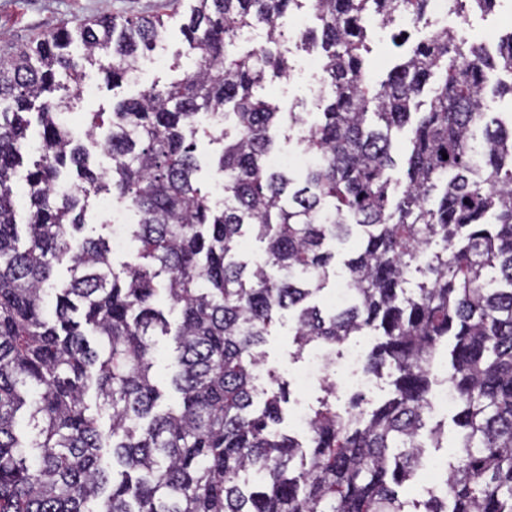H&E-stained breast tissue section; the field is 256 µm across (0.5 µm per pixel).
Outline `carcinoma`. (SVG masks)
<instances>
[{
  "label": "carcinoma",
  "mask_w": 512,
  "mask_h": 512,
  "mask_svg": "<svg viewBox=\"0 0 512 512\" xmlns=\"http://www.w3.org/2000/svg\"><path fill=\"white\" fill-rule=\"evenodd\" d=\"M194 2L181 26L194 70L86 113L91 135L106 129L107 170L90 167L67 127L82 77L71 44L79 36L85 60L116 88L164 42L163 18L99 15L0 60V512H512V123L487 120L484 107L489 72L512 77V33L492 56L436 29L375 82L363 56L371 23L419 26L430 0H309L320 27L297 39L322 54L333 97L305 140L312 162L299 180L269 158L272 130L300 116L256 92L267 72L289 70L277 46L303 0ZM449 2L466 18L496 0ZM257 27L267 45L236 50L238 32ZM202 112L221 145L222 208L201 192L187 138ZM409 123L405 190L392 200V131ZM102 196L137 215L124 232L139 246L119 270L111 240L81 236ZM247 229L266 243L261 262L238 259ZM355 234L343 299L311 303L330 282L326 241ZM415 271L425 280L412 288ZM161 292L179 312L174 328ZM284 311L294 312L299 347L325 346L329 367L350 338L374 337L366 368L388 372L390 398L367 409L355 397L340 412L327 379L307 443L278 431L285 384L270 370L267 386L256 380ZM157 334L174 343L179 403L166 409L153 375ZM450 336L459 452L443 494L408 501L399 488L442 444L427 413L431 362Z\"/></svg>",
  "instance_id": "obj_1"
}]
</instances>
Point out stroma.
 <instances>
[{"instance_id": "stroma-1", "label": "stroma", "mask_w": 512, "mask_h": 512, "mask_svg": "<svg viewBox=\"0 0 512 512\" xmlns=\"http://www.w3.org/2000/svg\"><path fill=\"white\" fill-rule=\"evenodd\" d=\"M194 0H0V57L11 55L15 49L46 36L61 24L77 25L96 16L110 14L124 19L146 15L162 16L167 38L153 56L154 63L145 72L141 84L106 87L97 68L84 66L83 92L70 116L72 127L84 128V116L89 112L111 111L114 102L137 94L140 85L154 82L165 84L174 76L173 63L191 68V59L182 57L181 25L189 14ZM294 26H286L281 47L285 49L290 69L280 77H268L262 97L284 112H297L308 121L317 118V104L328 96L329 89L321 76L309 66L306 54L296 42ZM392 31L373 27L368 34L366 65L375 76L385 72L403 56V49L392 43ZM267 369L273 370L288 384L289 402L285 406L283 432L294 436L303 434V418L316 408L323 397L321 381L309 379L308 373L321 364V351L310 345L298 348L294 341V319L283 312L273 323L263 346Z\"/></svg>"}]
</instances>
